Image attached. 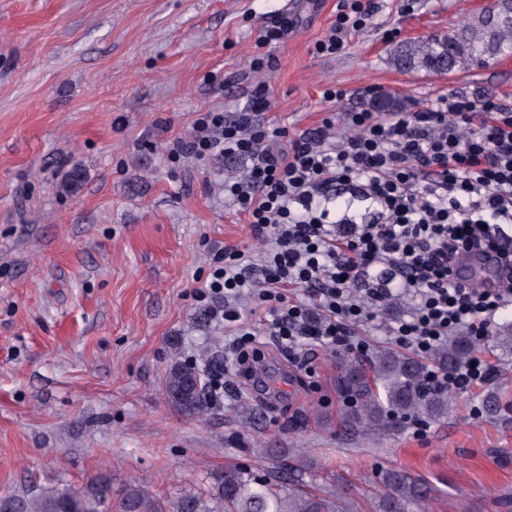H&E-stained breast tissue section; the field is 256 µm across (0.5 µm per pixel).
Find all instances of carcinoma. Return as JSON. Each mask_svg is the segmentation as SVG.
Here are the masks:
<instances>
[{"instance_id":"1","label":"carcinoma","mask_w":512,"mask_h":512,"mask_svg":"<svg viewBox=\"0 0 512 512\" xmlns=\"http://www.w3.org/2000/svg\"><path fill=\"white\" fill-rule=\"evenodd\" d=\"M508 53H512V6L502 3L492 13H480L454 26L445 36L397 44L392 62L406 71L467 73L487 67ZM478 350L473 336L457 332L432 350L428 364L385 348L364 363L339 359L336 392L342 408L336 413V429L391 434L409 421L448 414L454 397L430 384L429 367L455 369ZM164 388L185 415L206 414L205 386L194 365L174 363ZM286 456V448H261L257 457L270 465L264 478L227 467L204 493L189 491L159 499L143 487L130 484L116 498L112 474L101 472L77 489L51 486L0 494V512H355L353 502L342 490L325 495L307 491V461L296 454V465L290 467L284 462ZM381 486L372 512H414L428 497L427 486L418 477L397 468L385 471Z\"/></svg>"}]
</instances>
